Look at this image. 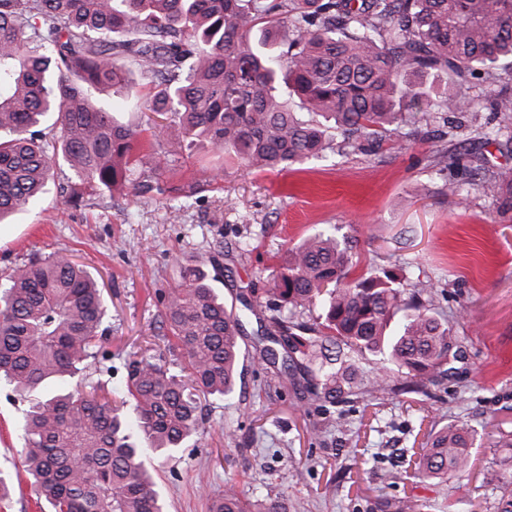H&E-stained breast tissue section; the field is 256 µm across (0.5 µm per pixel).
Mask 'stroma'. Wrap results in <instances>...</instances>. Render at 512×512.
<instances>
[{"label": "stroma", "mask_w": 512, "mask_h": 512, "mask_svg": "<svg viewBox=\"0 0 512 512\" xmlns=\"http://www.w3.org/2000/svg\"><path fill=\"white\" fill-rule=\"evenodd\" d=\"M139 96L120 112L141 130L137 159L151 171L159 125L149 109L151 85L132 72ZM511 168L512 154L420 128L405 147L373 155L330 154L283 172L252 173L196 141L160 177L167 186H193L190 196H112L70 209L59 202L68 168L55 171L48 191L0 231V272L37 253L56 252L83 263L98 279L108 314L92 380L118 391L125 363L153 355L176 370L184 360L169 348L160 323V291L177 270L198 266L214 276L227 306L244 316L242 374L234 394L203 403L197 437L172 457L153 462L164 512H209L213 498L234 483L262 499L288 494V512H393L418 500L420 512H494L512 483V448L497 447L512 432V218L470 187L466 203L448 192L445 165L453 158ZM335 228L348 239L361 269L405 266L409 280L430 282L434 301L454 327L464 360L429 394L352 397L313 406L278 385V370L257 360L253 336L267 317L272 274L288 247ZM252 245L240 253L238 245ZM26 404L0 383V472L14 490L0 512H51L23 471L18 423ZM476 432L466 486H436L414 478L413 454L448 421Z\"/></svg>", "instance_id": "stroma-1"}]
</instances>
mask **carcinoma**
Returning a JSON list of instances; mask_svg holds the SVG:
<instances>
[{"label":"carcinoma","instance_id":"carcinoma-1","mask_svg":"<svg viewBox=\"0 0 512 512\" xmlns=\"http://www.w3.org/2000/svg\"><path fill=\"white\" fill-rule=\"evenodd\" d=\"M133 69L155 84L162 130L180 132L158 144L153 171L194 141L249 171L286 170L327 157L337 135L370 152L409 124L439 120L451 136L474 84L490 112L512 117V0H0V223L62 166L74 175L61 189L67 207L104 190L168 192L134 163L140 133L95 97ZM436 71L451 89L432 98L423 78ZM49 117L48 139L36 126ZM475 132L512 152L508 126ZM465 183L512 213V169L464 181L448 167L451 194ZM357 266L329 232L287 249L259 360L282 361L281 385L312 402L423 393L448 377L458 341L429 307L431 289ZM179 277L161 323L185 365L130 359V413L83 377L107 314L87 267L39 254L0 278V379L27 403L24 465L51 512H164L143 458L172 456L198 434L201 399L233 393L243 322L204 270L182 266ZM471 445L469 430L448 423L420 450L415 477L469 478ZM209 512L251 510L230 484Z\"/></svg>","mask_w":512,"mask_h":512}]
</instances>
